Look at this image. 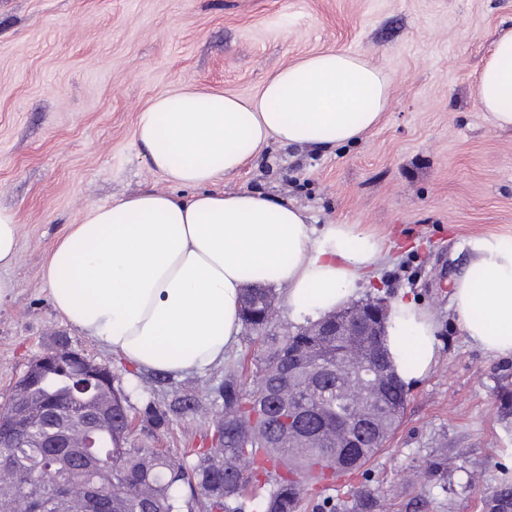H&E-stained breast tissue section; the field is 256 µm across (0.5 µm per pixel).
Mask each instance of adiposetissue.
Listing matches in <instances>:
<instances>
[{
  "mask_svg": "<svg viewBox=\"0 0 512 512\" xmlns=\"http://www.w3.org/2000/svg\"><path fill=\"white\" fill-rule=\"evenodd\" d=\"M391 78L364 56L329 49L283 66L257 94L181 89L157 96L134 137L170 187L89 206L43 267L54 307L134 369L178 375L223 363L250 285L281 286L293 319L316 320L360 290L386 243L362 224H313L304 208L250 190L227 192L270 145L329 149L360 139L390 103ZM475 103L512 128V30L495 41ZM451 301L470 341L512 357V237L470 238ZM432 313L400 295L386 348L406 386L438 356Z\"/></svg>",
  "mask_w": 512,
  "mask_h": 512,
  "instance_id": "obj_1",
  "label": "adipose tissue"
}]
</instances>
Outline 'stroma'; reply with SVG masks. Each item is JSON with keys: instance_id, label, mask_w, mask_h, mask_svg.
Instances as JSON below:
<instances>
[{"instance_id": "35a3bbf8", "label": "stroma", "mask_w": 512, "mask_h": 512, "mask_svg": "<svg viewBox=\"0 0 512 512\" xmlns=\"http://www.w3.org/2000/svg\"><path fill=\"white\" fill-rule=\"evenodd\" d=\"M512 26V0H0V207L19 219L17 255L0 277V407L29 363L60 343L111 368L134 415L192 397L195 412L136 445L176 456L223 414L222 365L141 373L54 309L45 257L87 206L167 188L134 139L142 109L180 88L248 97L280 67L333 48L393 76L391 105L361 140L332 150L270 146L221 188L305 207L314 223L365 224L391 247L360 299L407 292L438 322L439 357L408 389L403 418L367 469L378 512H482L512 470V410L498 394L512 359L461 330L449 283L468 239L512 236V128L475 104L477 75Z\"/></svg>"}]
</instances>
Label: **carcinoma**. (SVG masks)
<instances>
[{
  "label": "carcinoma",
  "mask_w": 512,
  "mask_h": 512,
  "mask_svg": "<svg viewBox=\"0 0 512 512\" xmlns=\"http://www.w3.org/2000/svg\"><path fill=\"white\" fill-rule=\"evenodd\" d=\"M276 289L247 288L239 315L248 343L258 345L250 363H238L224 378V417L217 421L211 447L186 448L178 457L138 448L129 416V393L112 377V425L102 429L92 453L99 483L116 485L112 512H299L309 487L327 489L339 478L361 471L380 451L369 444L387 442L400 418L378 413L354 394L374 392L375 384L311 368H288L296 357L316 354L332 366L361 352L336 343L334 336H315L318 322L282 327L275 324ZM358 408L364 421L362 447L342 453L347 439L336 428ZM312 416L314 427L298 423L299 411ZM40 468L46 477L35 483L28 472ZM74 477L71 490L83 489L80 463L50 457L30 442L25 448L0 447V512H63L64 497L51 483ZM189 493L183 494L182 486ZM370 492L362 483L345 493L341 503L325 497L319 509L359 512ZM483 512H512V480L504 477L482 499Z\"/></svg>",
  "instance_id": "obj_1"
}]
</instances>
